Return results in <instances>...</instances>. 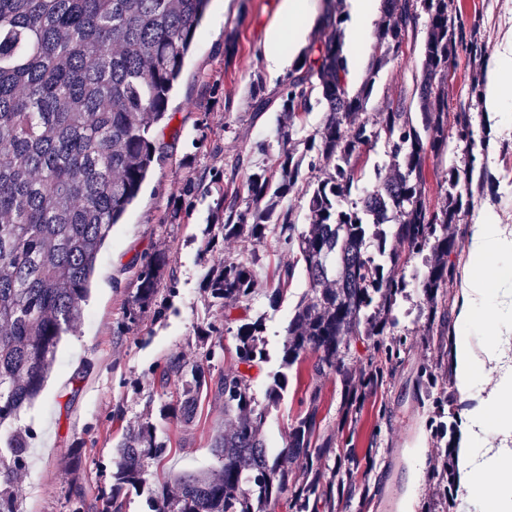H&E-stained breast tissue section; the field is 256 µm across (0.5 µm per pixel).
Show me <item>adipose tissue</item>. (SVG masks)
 Instances as JSON below:
<instances>
[{"label":"adipose tissue","instance_id":"adipose-tissue-1","mask_svg":"<svg viewBox=\"0 0 512 512\" xmlns=\"http://www.w3.org/2000/svg\"><path fill=\"white\" fill-rule=\"evenodd\" d=\"M512 76V53L495 61L487 78L485 109L490 118L504 116L512 106L507 79ZM512 228L486 216L473 225L469 275L462 284L465 302L458 319L463 328L451 356L456 391L467 400L455 441L458 482L481 504L482 512H512ZM480 325L483 342L467 332ZM490 379L485 395L473 389ZM497 474L489 486V474Z\"/></svg>","mask_w":512,"mask_h":512}]
</instances>
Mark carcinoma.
Here are the masks:
<instances>
[{"label": "carcinoma", "mask_w": 512, "mask_h": 512, "mask_svg": "<svg viewBox=\"0 0 512 512\" xmlns=\"http://www.w3.org/2000/svg\"><path fill=\"white\" fill-rule=\"evenodd\" d=\"M209 0H0V427L18 419L38 397L52 370L62 336L84 313L98 256L112 226L137 197L159 150L155 128L196 37ZM382 20L371 46L366 83L353 92L342 49V11L331 3L323 19L325 38L311 46L276 94L283 122L279 152L269 167L249 169L242 189L224 195V171L212 182L219 198L208 220L206 247L221 242L254 246L269 234L300 255L309 290L300 296L286 328L282 366L307 355L313 371L341 379L346 410L383 385L384 366L401 359L406 340L393 333L399 273L405 257L428 247L433 260L421 277L428 303L448 281V257L456 248L448 225L456 223L470 194L456 191L464 175L448 171V199L435 211L423 200V159L448 142V86L442 74L466 53L471 92L479 87L483 47L477 27L465 29L448 0H382ZM426 18L421 78L413 89L418 117L402 103L355 123L374 81L397 55L394 46L415 35ZM251 106L272 102L262 79L250 86ZM325 109L316 134L297 153L288 147L296 122L314 105ZM385 136L394 160L377 184L352 200L362 172L352 159ZM324 177L300 185L303 164ZM306 197L307 227L298 228L294 208L284 205L296 190ZM391 266L385 274V265ZM169 255L143 259L132 313L157 303ZM293 277L278 266L269 284L275 304ZM260 290L251 263L226 259L205 275V293L223 304L224 324L198 333L208 362L224 357L228 310ZM266 332L259 316L236 328L239 368L224 374V423L212 454L220 467L185 472L152 491V512H346L354 498L369 497L355 471L370 462L335 447L319 433V400L312 394L279 448L268 445L263 425L285 386L273 378L260 403L250 370L265 359ZM361 342L373 348L353 374L343 351ZM162 379L181 384L167 413L190 424L204 392V370L172 355ZM430 423L440 437L454 433L442 402ZM35 434L13 431L0 448V512H18L17 473L25 468ZM110 491L103 512H123L120 491L146 482L161 466L166 445L151 421L127 427L116 445ZM333 466L325 467L328 462Z\"/></svg>", "instance_id": "cac0c4a2"}]
</instances>
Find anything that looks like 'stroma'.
Returning a JSON list of instances; mask_svg holds the SVG:
<instances>
[{
	"mask_svg": "<svg viewBox=\"0 0 512 512\" xmlns=\"http://www.w3.org/2000/svg\"><path fill=\"white\" fill-rule=\"evenodd\" d=\"M280 0H230L224 14L208 9L197 32L181 76L171 93L168 114L155 136L161 144L141 190L112 231L98 257L91 290L83 305L84 317L76 333L63 337L57 361L40 396L22 413L18 426L36 432L31 458L19 475L20 512H70L69 500L84 492L85 512H102L98 489L110 488L115 444L126 427L151 420L167 445L164 471L177 475L213 465L212 437L224 426L223 398L207 395L196 418L186 425L160 414L175 400V383H162L163 368L172 354L203 362L209 387H217L224 372L235 369L236 341L224 336L222 361H203L196 330L210 321H223L221 306L210 304L202 279L210 266L224 258L244 260L259 254L255 269L260 283L269 282L277 265L294 263L292 280L277 304H270L262 288L236 305L232 315L252 319L265 315L266 359L254 370L253 389L264 395L278 371L288 382L277 407L266 415L264 432L273 447H280L291 424L303 414L311 395H318L320 433L342 448L371 457L369 479L380 486L363 507L347 512H422L431 502L436 512H476L473 499L457 485H445L431 472L437 464L436 438L428 412L417 398L416 377L421 368L432 371L436 390L447 396L448 407L461 415L466 403L453 383L451 348L461 332L459 310L465 300L461 284L468 267L471 227L484 213L499 223L512 225V114L498 124L488 122L482 97L470 92V66L458 58L448 84V119L456 121L459 109L471 115L476 143L466 149L456 130L439 154H427L423 163V198L429 209H439L448 196V171L474 169L484 174L482 187L474 189L472 204L448 234L457 244L451 259L455 272L445 291L450 300L447 315L426 324L428 310L417 274L432 258L430 251L412 255L404 270V295L395 334L405 337L401 362L378 393L364 400L356 423L343 424V392L338 376L315 375L311 361L290 369L281 366L285 330L293 308L309 289L303 265L295 252L285 250L275 236L255 249L233 244L225 251H206L209 212L219 192L199 196L175 214L171 206L187 180H202L213 169L230 168L235 158L261 161L259 144L276 145L279 112L276 106L257 113L249 106L253 79H262L275 93L280 78L268 72L262 52L266 34L279 19ZM465 23H477L485 64H493L512 37V0H451ZM233 36L232 52L224 39ZM423 35L405 45L398 57L377 76L366 103V115L383 111L389 103L405 101L417 111L412 95L421 71ZM168 250L166 283L175 287L164 315L155 311L130 320L129 308L136 292V266L157 251Z\"/></svg>",
	"mask_w": 512,
	"mask_h": 512,
	"instance_id": "stroma-1",
	"label": "stroma"
}]
</instances>
